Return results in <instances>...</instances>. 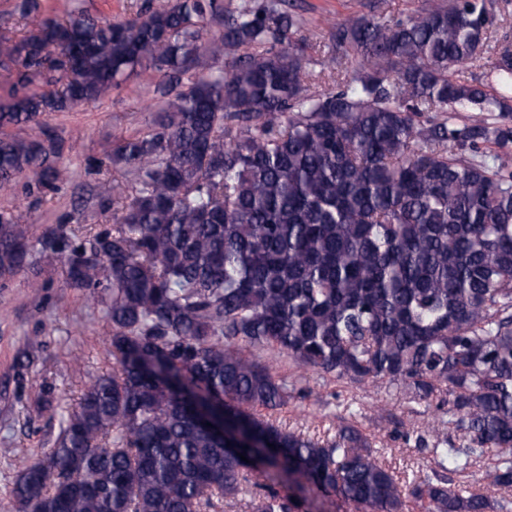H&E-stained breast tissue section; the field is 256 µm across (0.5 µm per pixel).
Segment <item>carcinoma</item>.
I'll list each match as a JSON object with an SVG mask.
<instances>
[{"label": "carcinoma", "instance_id": "cac0c4a2", "mask_svg": "<svg viewBox=\"0 0 512 512\" xmlns=\"http://www.w3.org/2000/svg\"><path fill=\"white\" fill-rule=\"evenodd\" d=\"M386 4L330 26L323 68L349 69L315 90L290 0H169L116 21L21 0L31 29L0 37L13 75L0 190L63 180L47 114L133 75L167 101L97 161L134 184L112 227L77 241L61 224L39 239L72 286L100 298L118 369L89 382L54 447L19 465L12 512H217L265 469L370 512L410 500L488 512L471 476L490 455L488 484L512 488V156L480 147L512 141V41L490 45L487 0L398 16ZM206 57L232 70L205 73ZM483 60L503 90L458 76ZM456 112L498 121L458 128ZM29 248L24 216L1 212V279L28 268ZM245 346L434 400L461 443L418 434L435 468L406 481L348 422L334 439L288 430L257 409L308 391ZM253 487L251 512H308L304 496Z\"/></svg>", "mask_w": 512, "mask_h": 512}]
</instances>
